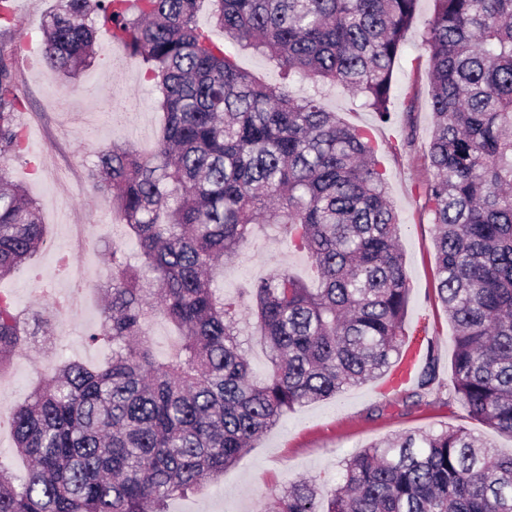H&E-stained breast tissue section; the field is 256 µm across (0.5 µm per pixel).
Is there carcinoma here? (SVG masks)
I'll return each mask as SVG.
<instances>
[{
	"instance_id": "carcinoma-1",
	"label": "carcinoma",
	"mask_w": 512,
	"mask_h": 512,
	"mask_svg": "<svg viewBox=\"0 0 512 512\" xmlns=\"http://www.w3.org/2000/svg\"><path fill=\"white\" fill-rule=\"evenodd\" d=\"M208 2L224 32L198 24ZM419 0H54L44 57L65 79L105 29L144 66L162 111L151 156L112 145L89 169L110 195L143 268L112 245L102 320L89 335L105 366L50 364L9 408L23 474L0 461V512H166L237 464L295 408L388 377L404 359L409 285L399 223L371 130L345 124L317 91L340 85L392 119L396 61ZM15 0H0V281L46 246L37 203L11 176L27 157L15 65ZM310 80L297 98L256 82L224 42ZM423 45L431 70V172L438 296L455 332V396L512 434V0H434ZM304 253L317 286L287 269L227 297L217 286L254 227ZM269 374L254 377L238 316ZM62 301L27 319L0 292V367L52 330ZM180 330L156 360L149 322ZM435 342L408 398L432 393ZM272 512H512V453L463 428L409 432L352 456L328 495L309 481L270 491Z\"/></svg>"
}]
</instances>
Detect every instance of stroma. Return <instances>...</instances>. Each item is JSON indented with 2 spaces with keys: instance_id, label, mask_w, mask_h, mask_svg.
<instances>
[{
  "instance_id": "obj_1",
  "label": "stroma",
  "mask_w": 512,
  "mask_h": 512,
  "mask_svg": "<svg viewBox=\"0 0 512 512\" xmlns=\"http://www.w3.org/2000/svg\"><path fill=\"white\" fill-rule=\"evenodd\" d=\"M51 6V0H17L20 31L31 37L33 46L29 56L18 61L26 100L20 121L31 154L40 158L51 153L52 164L36 174L22 161L12 165L13 177L24 184L39 205L47 245L0 281V291L10 294L28 315L50 307L43 288L57 294L68 292L69 282L59 274L57 261L60 254L69 251L71 229L78 225L88 230L89 247L75 253L74 258L91 270L95 284L83 293L81 314L61 320L51 343L17 352L5 386V395L12 404L24 400L40 371L58 357L91 365L105 361L106 348L88 341L89 331L101 316L100 286L108 276L105 255L116 242L124 245L128 255H135L136 250L123 225L112 216L109 196L90 189L88 168L98 150L113 144L150 154L161 130L154 87L144 80L138 61H131L127 69H118L116 53L120 46L108 32H99L98 57L76 78L66 80L49 71L42 55V25ZM432 10V0H420L394 70L395 113L390 123H379L360 97L339 86L324 87L321 104L350 125L372 128L380 146L388 197L400 222L399 244L409 283L404 329L409 335L423 331L438 346L435 393L407 408L403 405L405 391L386 394L374 381L335 398L295 408L260 437L240 463L196 491L169 500L167 512H259L271 490L298 479L313 481L327 492L339 482L345 459L365 446L410 431L464 427L476 436L491 439L498 451H512V435L471 418L453 393L454 330L437 297L434 230L419 195L420 186L429 177L426 152L432 135L431 62L422 43L424 23ZM236 62L266 84H285L292 95L301 96L310 89L308 81L298 78L281 82L264 56L240 51ZM409 104L416 108L417 142L414 150L407 152L401 147L402 111ZM275 267L286 268L310 282L316 279L306 255L291 251L274 230L257 228L243 246L240 261L224 269L225 294H238L240 288L258 282Z\"/></svg>"
}]
</instances>
